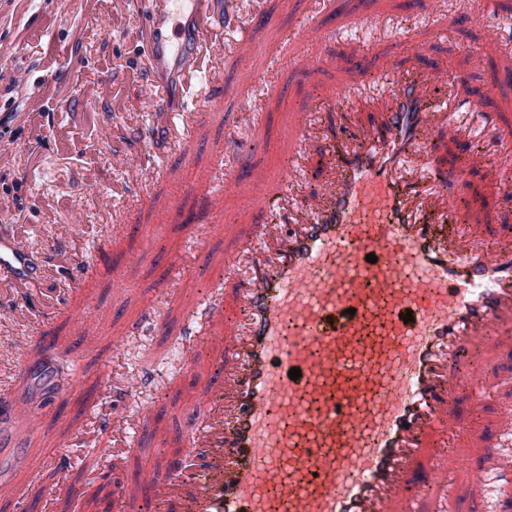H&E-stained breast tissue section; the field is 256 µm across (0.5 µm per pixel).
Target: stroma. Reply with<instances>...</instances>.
Wrapping results in <instances>:
<instances>
[{"instance_id":"obj_1","label":"stroma","mask_w":512,"mask_h":512,"mask_svg":"<svg viewBox=\"0 0 512 512\" xmlns=\"http://www.w3.org/2000/svg\"><path fill=\"white\" fill-rule=\"evenodd\" d=\"M474 2L445 0L428 18L420 0H234L225 48L206 70L224 95L211 99L171 72L147 77L140 0H0V230L18 231L45 268L34 294L0 283V368L13 370L8 390L31 409L25 418L0 412V433L22 451L17 490H45L32 503L0 500V512H152L131 477L145 465L171 475L194 420L191 400L209 387L222 355L218 344L188 350L187 319L208 303L224 250L194 215L208 199L228 223L250 221L246 198L214 188L225 170L245 176L239 156L253 164L286 158L289 113L337 83L359 82L363 68L387 72L404 37L406 63L417 60L418 44L423 65L446 64L439 97L458 104L489 92L502 143L512 145V80L486 86L489 73L512 71V0H489L502 34L496 44L468 24ZM326 37L334 50L324 67L296 77V54ZM247 58L256 79L237 68ZM154 87L166 94L160 112L148 103ZM245 103L259 125L239 120ZM172 112L185 114L189 135L172 136ZM144 161L155 166L151 177L141 173ZM471 193L479 238L512 225L492 176H476ZM169 279L161 322L146 320L140 291ZM86 309L83 330H72L70 314ZM133 330L129 354L113 360V337ZM492 344L497 367L485 406L445 460L487 464L493 481L476 487L452 471L446 512H512V429L492 411L512 400V335ZM129 372L146 376L135 401L120 388ZM74 375L84 391H69ZM109 443L118 449L119 487L102 476L97 450ZM488 446L497 459H486Z\"/></svg>"}]
</instances>
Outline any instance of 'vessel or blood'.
<instances>
[{"label": "vessel or blood", "instance_id": "b4317fda", "mask_svg": "<svg viewBox=\"0 0 512 512\" xmlns=\"http://www.w3.org/2000/svg\"><path fill=\"white\" fill-rule=\"evenodd\" d=\"M213 2L145 0L147 69L203 79L224 42ZM467 20L499 42L485 9ZM447 81L436 66L366 72L293 113L288 164L225 172V195L249 185L262 220L224 236L203 312L224 321L219 376L191 404L175 472L134 476L155 512H418L450 493L440 451L467 431L460 383L470 405L484 403L493 370L476 363L463 377L459 366L488 349L491 328L512 331V226L495 245L475 238L464 202L490 161L473 144L498 126L434 100ZM315 131L326 171L313 179ZM428 137L465 153L457 191L442 190L448 169ZM43 278L25 244L0 234V281Z\"/></svg>", "mask_w": 512, "mask_h": 512}]
</instances>
